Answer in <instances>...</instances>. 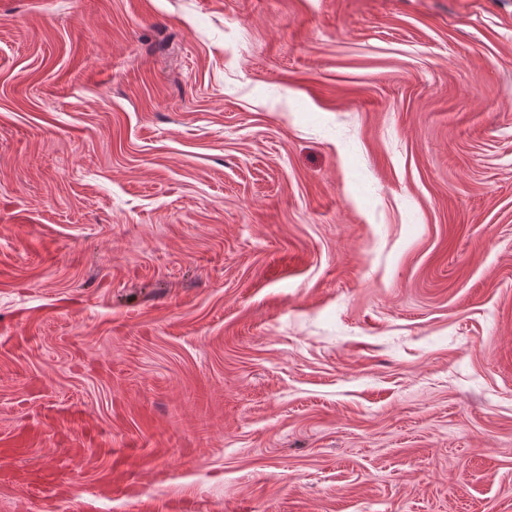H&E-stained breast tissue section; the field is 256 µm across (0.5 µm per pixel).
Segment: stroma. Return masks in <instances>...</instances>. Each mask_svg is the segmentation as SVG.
<instances>
[{
	"mask_svg": "<svg viewBox=\"0 0 512 512\" xmlns=\"http://www.w3.org/2000/svg\"><path fill=\"white\" fill-rule=\"evenodd\" d=\"M32 425L0 512H512V0H0Z\"/></svg>",
	"mask_w": 512,
	"mask_h": 512,
	"instance_id": "stroma-1",
	"label": "stroma"
}]
</instances>
